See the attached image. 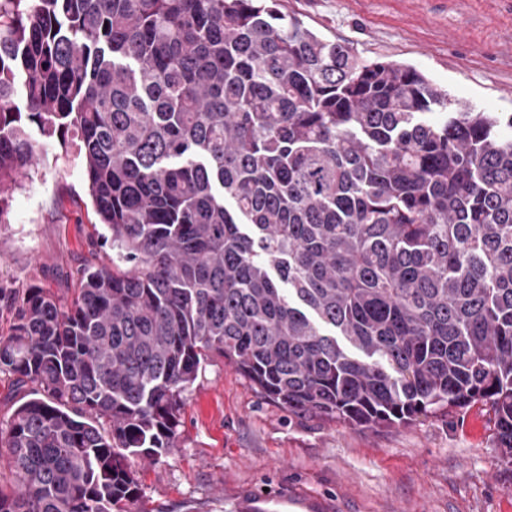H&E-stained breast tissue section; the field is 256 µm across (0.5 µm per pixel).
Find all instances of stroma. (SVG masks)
Returning a JSON list of instances; mask_svg holds the SVG:
<instances>
[{
	"instance_id": "obj_1",
	"label": "stroma",
	"mask_w": 512,
	"mask_h": 512,
	"mask_svg": "<svg viewBox=\"0 0 512 512\" xmlns=\"http://www.w3.org/2000/svg\"><path fill=\"white\" fill-rule=\"evenodd\" d=\"M368 60L413 65L456 98L512 112V0H283ZM41 163L0 224V335L30 286L70 302L83 269L112 262L81 159L35 136ZM175 450L135 462L132 512H512V467L476 402L406 425L294 415L224 358L184 393Z\"/></svg>"
}]
</instances>
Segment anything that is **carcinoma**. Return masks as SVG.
<instances>
[{
  "label": "carcinoma",
  "instance_id": "obj_1",
  "mask_svg": "<svg viewBox=\"0 0 512 512\" xmlns=\"http://www.w3.org/2000/svg\"><path fill=\"white\" fill-rule=\"evenodd\" d=\"M34 128L79 134L112 266L17 298L0 512H127L212 355L354 426L481 402L512 465L511 112L282 0H0L1 224Z\"/></svg>",
  "mask_w": 512,
  "mask_h": 512
}]
</instances>
